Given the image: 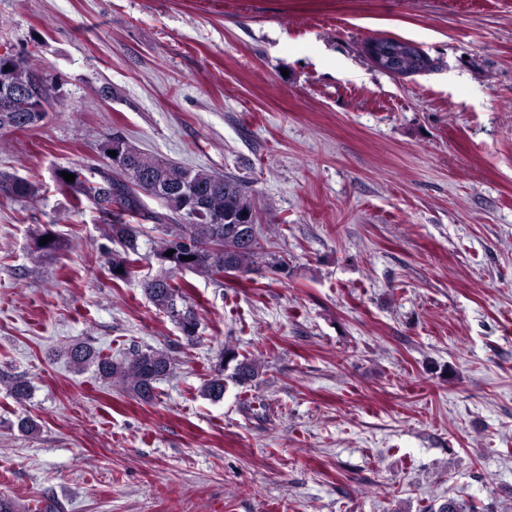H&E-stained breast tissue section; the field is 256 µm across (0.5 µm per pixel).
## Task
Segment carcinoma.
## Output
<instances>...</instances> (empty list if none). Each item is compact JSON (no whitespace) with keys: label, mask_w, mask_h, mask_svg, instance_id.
Returning <instances> with one entry per match:
<instances>
[{"label":"carcinoma","mask_w":512,"mask_h":512,"mask_svg":"<svg viewBox=\"0 0 512 512\" xmlns=\"http://www.w3.org/2000/svg\"><path fill=\"white\" fill-rule=\"evenodd\" d=\"M8 54L7 48L0 56V65L8 63L3 81L8 106L4 110L0 108V138L38 126L54 92V88L43 84L40 93H34L32 80L36 74L26 66L23 57L18 55L9 61ZM429 64L426 54L417 48L400 67L390 68L387 73L411 75L426 70ZM5 98L0 96V102ZM121 150L120 169H114L109 158L96 171L95 180L87 179L74 167L56 168L53 172L56 189L71 196L75 212H83L88 203L103 218L105 235L121 247L112 254L109 267L114 280L125 281L136 273L142 259L138 244V238L143 235L142 222L154 223V229L164 238L153 256L168 268V273L144 280L143 291L156 310L168 316L185 340L192 343L197 340L200 320L188 304L185 286L175 282V276L192 271L216 280L224 277L228 267L237 273L254 270L269 255L259 241L257 208L248 187L234 177L184 168L160 155H151L146 161L145 152L124 139ZM63 172L75 175V180L66 181L61 176ZM187 187L194 189L201 199L199 209L190 217L180 210L178 202ZM0 190L14 198H28L36 192L28 179L2 173ZM145 196L160 201L165 212L148 209ZM215 215L224 216V223H213ZM185 240L191 243V249L183 251L180 246ZM171 249L172 256H165ZM69 359L78 371L94 366L100 377L122 382L145 403L155 399L156 383L173 369L172 358L165 349H138L131 357L116 362L88 345L76 344L69 350ZM234 360L235 351L224 348L215 374L202 388L203 395L212 400L224 396V364ZM258 374L259 368L253 362L241 361L234 368V378L240 384L253 381Z\"/></svg>","instance_id":"obj_1"}]
</instances>
